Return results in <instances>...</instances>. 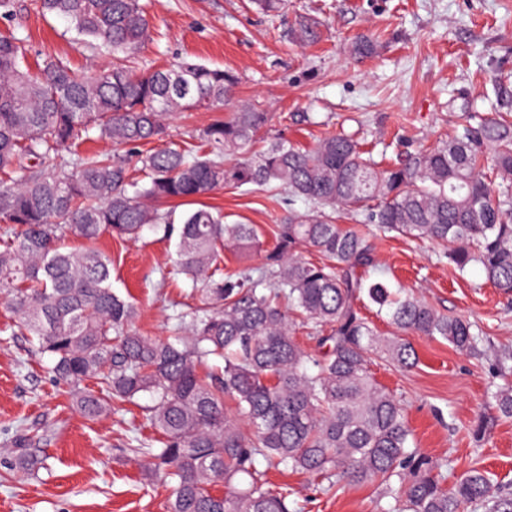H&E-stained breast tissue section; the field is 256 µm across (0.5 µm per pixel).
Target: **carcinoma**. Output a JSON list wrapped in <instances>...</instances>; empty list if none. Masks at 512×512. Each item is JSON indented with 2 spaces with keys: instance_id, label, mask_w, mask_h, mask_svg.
Here are the masks:
<instances>
[{
  "instance_id": "obj_1",
  "label": "carcinoma",
  "mask_w": 512,
  "mask_h": 512,
  "mask_svg": "<svg viewBox=\"0 0 512 512\" xmlns=\"http://www.w3.org/2000/svg\"><path fill=\"white\" fill-rule=\"evenodd\" d=\"M38 2L111 51L112 62L85 73L47 56L31 69L23 40L0 34V298L84 417L150 396L143 415L155 435L134 451L150 457L151 477L173 483L168 512H292L291 492L268 486L259 456L332 484L379 479L402 495L404 512H464L472 503L512 512V498L479 468L448 490L441 464L411 447L400 400L371 376L375 351L400 368L416 364L407 334L460 352L476 350L480 337L469 320L372 277L373 247L356 228L429 239L455 270L478 265L511 295L512 115L465 107L456 137L388 162L345 130L310 150L276 139L253 155L268 122L254 107L204 129L205 150L167 145L170 121L224 108L236 76L188 61L137 72L129 57L151 28L142 0ZM95 135L117 149L78 151ZM151 141L161 146L138 151ZM226 185L274 187L306 207L288 214L256 275H218L224 249L260 251L253 225L226 224L203 202ZM177 200L192 208L176 224L158 205ZM342 212L352 225L339 223ZM146 230L175 238L176 271L197 300L165 339L136 328L139 309L112 288L109 257L63 245L106 233L138 240ZM305 250L320 261L304 259ZM363 301L398 333L379 337L358 311ZM298 322L317 333L318 354L296 341ZM490 398L512 418V384ZM40 465L17 449L21 470L33 475Z\"/></svg>"
}]
</instances>
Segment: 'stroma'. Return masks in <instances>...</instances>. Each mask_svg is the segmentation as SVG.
<instances>
[{"instance_id":"stroma-1","label":"stroma","mask_w":512,"mask_h":512,"mask_svg":"<svg viewBox=\"0 0 512 512\" xmlns=\"http://www.w3.org/2000/svg\"><path fill=\"white\" fill-rule=\"evenodd\" d=\"M151 38L133 60L139 70L197 61L237 76L233 106L268 113L257 147L281 138L313 148L328 132L363 129L372 142L403 141L409 149L455 136L462 106L512 113V0H280L265 12L252 0H147ZM317 21V37L299 42L298 20ZM23 39L27 61L64 58L89 70L107 64L104 50L82 42L65 18L42 14L37 0H14L0 14V32ZM366 35L376 53L356 58L350 44ZM209 202L226 223L256 225L262 252H224L231 274L265 263L277 226L289 210L283 196L253 186H232ZM377 270L438 311L472 321L485 344L459 352L440 338L412 335L418 363L400 369L372 356L375 380L402 400L418 451L442 463L446 486L481 467L512 498V419L485 404L495 385L512 381V296L486 283L480 267L458 275L427 240L373 237ZM97 246L112 259V286L140 309L138 328L171 335L178 312L192 305L191 284L181 275L161 279L174 254L172 241L145 233L138 241L109 235ZM49 356L29 336L0 335V512H167L170 486L145 479L146 458L137 439L151 436L137 406L90 420L73 406L51 373ZM485 410L490 423L474 433ZM27 438L43 466L36 477L14 475L10 452ZM269 484L292 490L295 512H396L394 496L376 480L326 482L268 465L257 458Z\"/></svg>"}]
</instances>
